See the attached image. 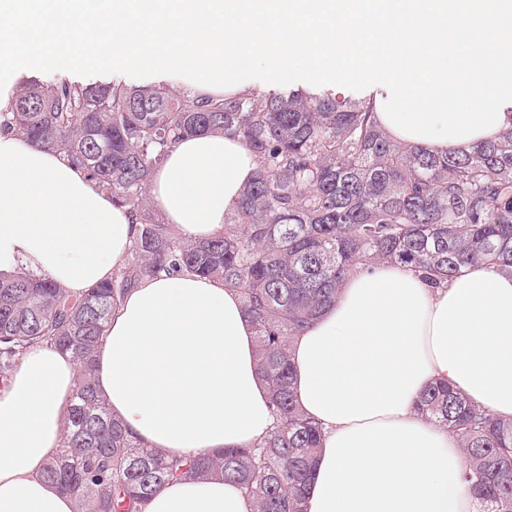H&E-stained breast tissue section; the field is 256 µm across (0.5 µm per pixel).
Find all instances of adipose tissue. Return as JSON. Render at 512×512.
<instances>
[{"instance_id":"ef3b65f1","label":"adipose tissue","mask_w":512,"mask_h":512,"mask_svg":"<svg viewBox=\"0 0 512 512\" xmlns=\"http://www.w3.org/2000/svg\"><path fill=\"white\" fill-rule=\"evenodd\" d=\"M71 55L108 72L178 73L202 95L252 92L287 57L343 87L371 75L379 124L434 152L512 127V0H0V110L21 70ZM246 140L183 138L148 199L180 237L224 230L256 172ZM136 214L58 152L0 133V271L46 277L79 296L127 256ZM293 387L322 429L305 512H476L457 438L414 404L445 381L512 419V277L472 265L432 286L383 263L352 273L289 346ZM77 362L29 347L0 384V512H75L43 477L63 446ZM98 395L130 437L170 456L246 448L273 429L256 330L237 289L196 275L130 291L95 356ZM142 512H254L220 476L166 485Z\"/></svg>"}]
</instances>
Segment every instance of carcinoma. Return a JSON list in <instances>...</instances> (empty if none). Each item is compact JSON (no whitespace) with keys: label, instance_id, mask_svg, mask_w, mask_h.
Wrapping results in <instances>:
<instances>
[{"label":"carcinoma","instance_id":"cac0c4a2","mask_svg":"<svg viewBox=\"0 0 512 512\" xmlns=\"http://www.w3.org/2000/svg\"><path fill=\"white\" fill-rule=\"evenodd\" d=\"M1 130L64 154L139 215L125 265L81 296L24 271L0 273V380L39 343L70 351L79 367L65 447L44 468L77 512H141L170 481L215 473L239 484L256 512H304L320 432L296 404L292 336L358 267L406 264L432 285L475 263L512 275V127L439 154L393 142L365 99L201 97L184 85L58 79L19 85ZM199 131L243 137L258 166L225 214L224 233L191 242L154 217L147 193L168 151ZM174 274L224 280L254 322L276 428L251 448L167 458L138 446L97 395L94 354L112 312L143 281ZM416 407L460 438L484 512H512V419L446 384L427 388Z\"/></svg>","mask_w":512,"mask_h":512}]
</instances>
